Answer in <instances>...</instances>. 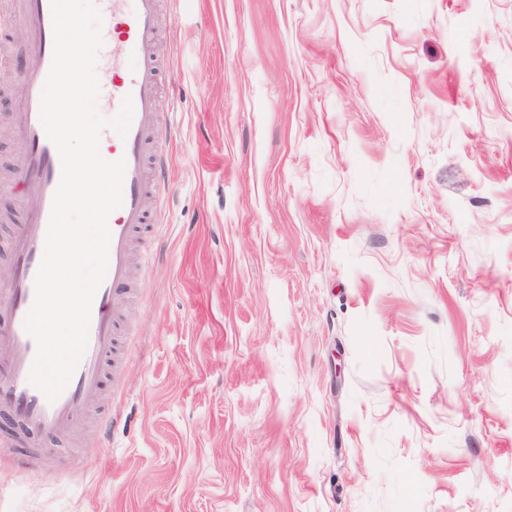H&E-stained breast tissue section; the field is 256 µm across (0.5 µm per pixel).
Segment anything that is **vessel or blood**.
I'll return each mask as SVG.
<instances>
[{"mask_svg":"<svg viewBox=\"0 0 512 512\" xmlns=\"http://www.w3.org/2000/svg\"><path fill=\"white\" fill-rule=\"evenodd\" d=\"M109 33L100 54L112 60V79L101 83L98 101L120 110L132 97L134 114L126 136L101 140L112 143L113 159H125L123 204L109 217L111 240L108 269L91 307L89 342L70 383L55 400L29 382L36 343L24 328L35 298V278L41 264L53 197L61 179V161L40 120L41 92L54 53L51 0H23L31 29L21 69L25 98L16 116L20 142L14 182L21 186L24 219L11 240L12 277L0 285V304L10 314L0 325V411L20 416L29 442L44 435H65L84 427L106 371L119 365L118 329L130 299L133 244L154 224V204L161 199L166 145L158 110L161 37L159 0H94Z\"/></svg>","mask_w":512,"mask_h":512,"instance_id":"vessel-or-blood-1","label":"vessel or blood"}]
</instances>
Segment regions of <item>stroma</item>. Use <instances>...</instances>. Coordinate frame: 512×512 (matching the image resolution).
<instances>
[{"instance_id": "stroma-1", "label": "stroma", "mask_w": 512, "mask_h": 512, "mask_svg": "<svg viewBox=\"0 0 512 512\" xmlns=\"http://www.w3.org/2000/svg\"><path fill=\"white\" fill-rule=\"evenodd\" d=\"M167 190L112 424L0 512H512V0H165ZM29 32L0 53V180Z\"/></svg>"}]
</instances>
